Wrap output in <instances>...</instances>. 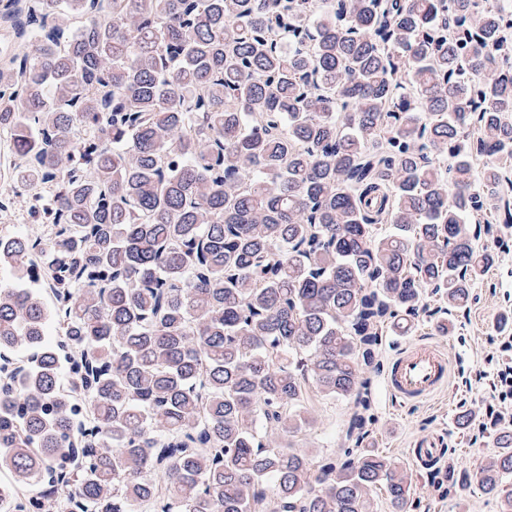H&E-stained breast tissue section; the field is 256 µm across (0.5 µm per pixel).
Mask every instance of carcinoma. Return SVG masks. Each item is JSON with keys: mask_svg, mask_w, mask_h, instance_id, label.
<instances>
[{"mask_svg": "<svg viewBox=\"0 0 512 512\" xmlns=\"http://www.w3.org/2000/svg\"><path fill=\"white\" fill-rule=\"evenodd\" d=\"M0 512H409L382 336L512 224L501 0H0ZM484 228H478V225ZM351 405L343 455L293 441ZM448 472L512 512V429ZM32 192H22V196L16 200V208H13L11 214V223H0V236L5 234H27L31 231L35 224H32V219L29 216L28 208H20L23 205L26 195L30 196Z\"/></svg>", "mask_w": 512, "mask_h": 512, "instance_id": "carcinoma-1", "label": "carcinoma"}]
</instances>
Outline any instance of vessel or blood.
Returning a JSON list of instances; mask_svg holds the SVG:
<instances>
[{
    "mask_svg": "<svg viewBox=\"0 0 512 512\" xmlns=\"http://www.w3.org/2000/svg\"><path fill=\"white\" fill-rule=\"evenodd\" d=\"M448 356L437 347L417 342L406 345L389 362L386 388L394 399L419 402L438 393L448 383ZM442 443L437 437H422L409 450L415 464L423 466L439 460Z\"/></svg>",
    "mask_w": 512,
    "mask_h": 512,
    "instance_id": "obj_1",
    "label": "vessel or blood"
}]
</instances>
